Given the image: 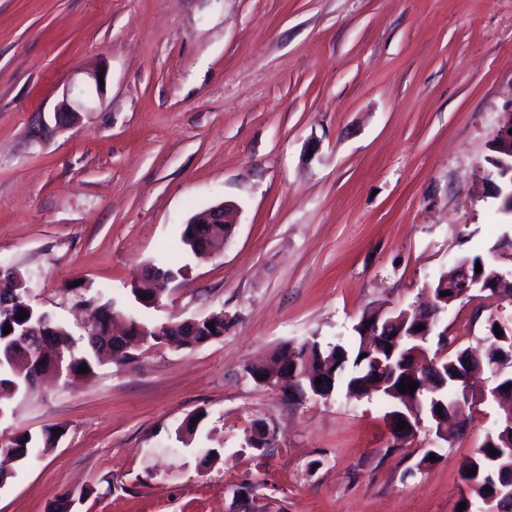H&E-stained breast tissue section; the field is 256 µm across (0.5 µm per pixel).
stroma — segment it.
I'll return each mask as SVG.
<instances>
[{
    "label": "stroma",
    "mask_w": 512,
    "mask_h": 512,
    "mask_svg": "<svg viewBox=\"0 0 512 512\" xmlns=\"http://www.w3.org/2000/svg\"><path fill=\"white\" fill-rule=\"evenodd\" d=\"M95 71L102 92L58 120ZM510 114L512 0H0V265L72 326L99 292L136 310L131 285L164 251L186 271L148 320L224 314L221 338L17 393L0 437L57 438L9 464L0 512L65 495L71 512H232L240 484L252 512H455L494 401L462 437L426 420L398 448L377 397L291 402L244 368L308 336L352 347L362 311L418 304L512 238L486 179ZM224 201L232 238L194 256L183 227ZM498 309L478 296L441 325L463 348Z\"/></svg>",
    "instance_id": "35a3bbf8"
}]
</instances>
